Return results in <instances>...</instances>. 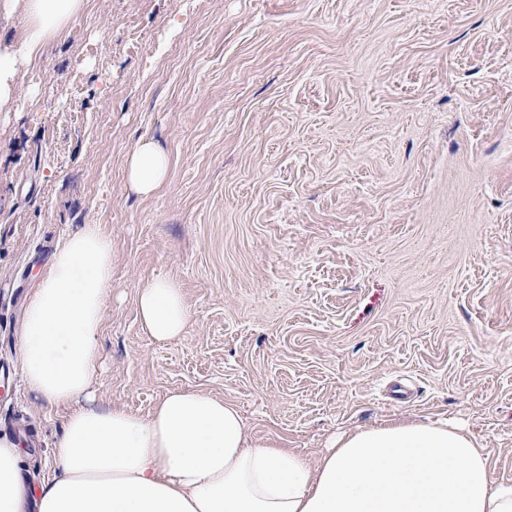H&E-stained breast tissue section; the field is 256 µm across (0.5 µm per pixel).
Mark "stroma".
Here are the masks:
<instances>
[{
  "instance_id": "1",
  "label": "stroma",
  "mask_w": 512,
  "mask_h": 512,
  "mask_svg": "<svg viewBox=\"0 0 512 512\" xmlns=\"http://www.w3.org/2000/svg\"><path fill=\"white\" fill-rule=\"evenodd\" d=\"M85 224L112 239L98 406L202 391L313 459L445 419L512 480V0H87L0 109V434L32 484L65 411L24 377V310ZM158 275L190 311L168 342L138 315ZM170 161L151 141L143 139L129 155L126 179L130 189L142 197L152 196L167 180Z\"/></svg>"
}]
</instances>
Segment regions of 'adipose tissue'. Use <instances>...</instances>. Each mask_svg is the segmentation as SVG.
I'll list each match as a JSON object with an SVG mask.
<instances>
[{"mask_svg": "<svg viewBox=\"0 0 512 512\" xmlns=\"http://www.w3.org/2000/svg\"><path fill=\"white\" fill-rule=\"evenodd\" d=\"M86 0H0V107ZM170 161L143 139L126 179L142 197L167 180ZM112 240L101 225L70 234L52 256L26 310L21 361L29 387L67 409L55 474L30 488L17 442L0 437V512H512V482L460 425L392 421L333 438L317 459L252 443L232 402L199 391L168 392L148 416L79 406L100 355ZM145 333L181 336L189 311L180 288L157 276L137 295Z\"/></svg>", "mask_w": 512, "mask_h": 512, "instance_id": "obj_1", "label": "adipose tissue"}]
</instances>
